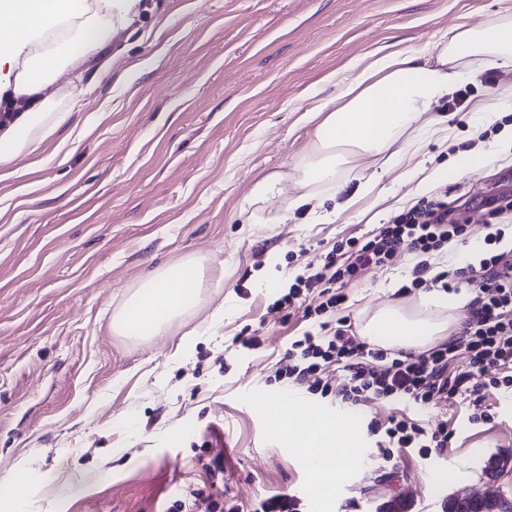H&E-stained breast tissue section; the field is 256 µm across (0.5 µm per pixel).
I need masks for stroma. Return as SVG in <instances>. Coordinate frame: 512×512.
<instances>
[{
    "mask_svg": "<svg viewBox=\"0 0 512 512\" xmlns=\"http://www.w3.org/2000/svg\"><path fill=\"white\" fill-rule=\"evenodd\" d=\"M502 0H140L126 28L53 89L67 117L35 150L0 161V512H213L288 492L303 512H445L451 497L492 490L512 499V395L494 394L492 419L468 421L466 400L423 412L455 437L443 455L401 454L316 494L317 477L256 397L291 343L318 331L309 296L275 307L308 264L363 238L420 198L464 224L462 255L503 252L512 223L485 224L486 196L512 192V152L493 153L512 110V70L464 81L466 102L447 134L402 157L354 208L330 222L288 212L296 195L242 210L249 187L290 175L310 145L313 111L376 59L435 50L455 26L482 24ZM491 121L473 120L476 103ZM488 154L483 165L467 161ZM447 171L426 193L423 172ZM202 264L201 302L147 338L112 321L163 265ZM410 253L342 287V314L360 325L389 303L412 305ZM259 336L243 351L234 339ZM507 465L492 469L491 459ZM223 476H215L216 467ZM26 484L14 491L13 480ZM74 493L59 500L56 487Z\"/></svg>",
    "mask_w": 512,
    "mask_h": 512,
    "instance_id": "1",
    "label": "stroma"
}]
</instances>
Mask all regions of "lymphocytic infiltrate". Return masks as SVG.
I'll return each instance as SVG.
<instances>
[{"label": "lymphocytic infiltrate", "instance_id": "obj_1", "mask_svg": "<svg viewBox=\"0 0 512 512\" xmlns=\"http://www.w3.org/2000/svg\"><path fill=\"white\" fill-rule=\"evenodd\" d=\"M464 233V225L449 223L444 204L423 199L378 232L350 240L348 263L337 264L332 252L320 258L317 267L298 276L279 299L285 305L304 295L320 294L314 313L321 322L318 333L305 334L291 344L276 381H288L309 394L330 397L350 407L371 400H398L429 408L465 396L469 399V422L490 421L486 388L512 386V259L507 254H493L456 272L443 270L432 276L427 273V261L417 264L411 287L437 288L446 293L467 290L474 295L471 317L461 334L419 353L401 350L392 358L386 349L361 340L350 318L337 315L344 296L331 289L336 281L385 265L403 251L424 256L443 243L463 240ZM460 353L465 354L466 365L451 369V361ZM330 365L343 370L340 386H331L319 376L321 369ZM491 367L498 369V376L487 377L482 385L474 383L475 375H485ZM367 431L387 467L393 466L403 451H415L423 457L443 453L454 436L447 427L431 429L405 414L384 422L369 421Z\"/></svg>", "mask_w": 512, "mask_h": 512}]
</instances>
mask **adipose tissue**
Returning <instances> with one entry per match:
<instances>
[{
    "instance_id": "obj_1",
    "label": "adipose tissue",
    "mask_w": 512,
    "mask_h": 512,
    "mask_svg": "<svg viewBox=\"0 0 512 512\" xmlns=\"http://www.w3.org/2000/svg\"><path fill=\"white\" fill-rule=\"evenodd\" d=\"M136 14V0H0V69L12 74L15 96L35 100L17 124L0 134L1 156L45 138L63 121L65 114L51 85L67 67L82 64L118 29L133 22ZM60 25L78 33V44L65 61L38 45L45 32ZM484 62L512 68L511 5L481 25L450 30L437 56L393 52L364 69L340 89L337 104L326 107L315 125L313 149L296 164L299 193L289 201V211L304 208L312 221L329 219L324 202L339 193L346 174L358 180L360 191L372 190L381 174L359 168L358 159L392 150L401 156L417 151V142L403 140V133L413 127L429 135L439 132L446 118L437 114V107ZM198 284L193 262L157 270L130 298L115 328L132 336L158 333L195 304ZM439 302V297L428 294L412 312L394 304L380 307L360 333L382 336L408 349L423 347L447 335L456 323L455 318L443 320L428 313V305ZM276 423L296 439L321 482L335 484L341 468L321 464L319 458L330 448L353 456L354 441L336 436L327 423L305 425L290 411L277 410Z\"/></svg>"
}]
</instances>
